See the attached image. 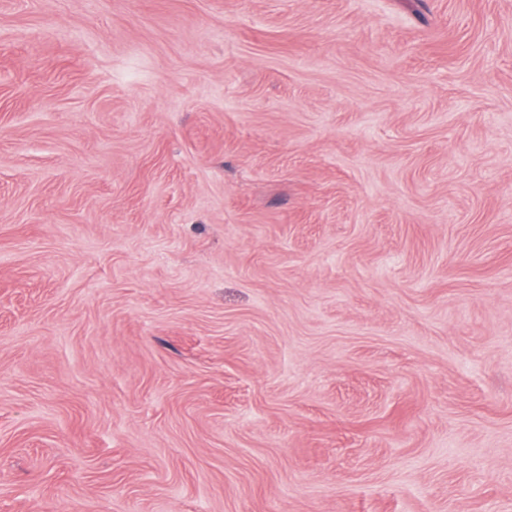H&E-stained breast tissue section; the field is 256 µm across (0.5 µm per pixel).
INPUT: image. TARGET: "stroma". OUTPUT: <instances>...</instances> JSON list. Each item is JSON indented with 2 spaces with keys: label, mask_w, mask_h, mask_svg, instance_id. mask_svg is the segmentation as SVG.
<instances>
[{
  "label": "stroma",
  "mask_w": 512,
  "mask_h": 512,
  "mask_svg": "<svg viewBox=\"0 0 512 512\" xmlns=\"http://www.w3.org/2000/svg\"><path fill=\"white\" fill-rule=\"evenodd\" d=\"M0 512H512V0H0Z\"/></svg>",
  "instance_id": "stroma-1"
}]
</instances>
